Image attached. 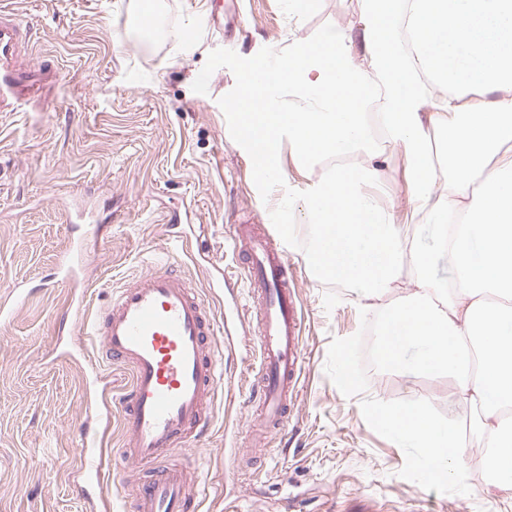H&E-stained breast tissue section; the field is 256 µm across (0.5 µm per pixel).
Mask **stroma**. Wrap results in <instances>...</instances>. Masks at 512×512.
<instances>
[{
	"instance_id": "1",
	"label": "stroma",
	"mask_w": 512,
	"mask_h": 512,
	"mask_svg": "<svg viewBox=\"0 0 512 512\" xmlns=\"http://www.w3.org/2000/svg\"><path fill=\"white\" fill-rule=\"evenodd\" d=\"M142 0H0L32 32L35 59L61 69L52 97L31 112L0 115V297L27 299L0 325V512H90L79 462L80 431L102 398L89 382L100 344L67 323L74 290L59 273L69 242H87L86 314L113 289L148 271L184 239L181 271L209 303L224 380L211 430L198 449L206 487L201 512H326L335 503L374 512H512V490L489 491L476 409L453 379L401 367L343 382V358L359 359L378 309L407 296L397 281L360 306L349 286L315 274L308 225L286 248L288 279L307 330L304 372L280 430L268 431L252 398L258 366L256 305L225 238L234 222L289 221V185L325 176L324 158L299 171L282 152L281 181L262 183L234 131V77L261 57L279 60L289 35L313 40L359 31L358 0H317L302 21L287 0H223L224 29L211 30L207 0H164L159 34L141 31ZM193 32L182 39L183 29ZM384 205L404 237L429 250L438 280L453 269L429 225L412 218L402 152L386 147ZM93 206L101 232L87 240L66 214ZM420 406L463 440L459 477L434 478L417 452L374 422L372 405Z\"/></svg>"
}]
</instances>
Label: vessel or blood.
<instances>
[{"label": "vessel or blood", "mask_w": 512, "mask_h": 512, "mask_svg": "<svg viewBox=\"0 0 512 512\" xmlns=\"http://www.w3.org/2000/svg\"><path fill=\"white\" fill-rule=\"evenodd\" d=\"M61 70L33 58L29 29L0 8V113L25 112L49 98ZM232 247H245V274L256 287L260 366L253 394L266 417L283 421L303 370V323L288 282L284 252L270 231L251 224L230 230ZM186 244L171 249L163 268L115 290L91 326L101 354L131 375L120 401L128 433L124 458L149 465L128 492L134 512H199V488L179 457L192 453L207 430L211 402L223 383V359L213 345L208 306L174 266ZM81 470L104 485L109 461L97 442L81 438Z\"/></svg>", "instance_id": "obj_1"}]
</instances>
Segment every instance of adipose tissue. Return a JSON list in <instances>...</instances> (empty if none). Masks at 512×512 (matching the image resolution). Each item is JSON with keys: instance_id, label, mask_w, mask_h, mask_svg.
Wrapping results in <instances>:
<instances>
[{"instance_id": "ef3b65f1", "label": "adipose tissue", "mask_w": 512, "mask_h": 512, "mask_svg": "<svg viewBox=\"0 0 512 512\" xmlns=\"http://www.w3.org/2000/svg\"><path fill=\"white\" fill-rule=\"evenodd\" d=\"M361 43L330 33L239 72L231 101L234 129L262 181L281 168L290 147L299 165L354 156L325 179L288 188L304 203L314 239L307 260L323 277L369 300L399 279L408 299L380 322L381 360L400 365L421 348L418 368L455 378L482 416L474 423L491 443L495 487L512 489V433L498 410L512 408V342L501 328L512 317V0H359ZM288 90L274 99L275 86ZM479 99L467 108L469 92ZM447 151L448 185L437 190ZM406 159L413 210L435 225L452 279L432 273L427 252L400 234L392 208L365 185L380 183L388 145ZM497 166H489L493 156ZM481 367L472 371V355ZM376 420L419 450L422 465L452 476L460 441L418 406L375 407Z\"/></svg>"}]
</instances>
